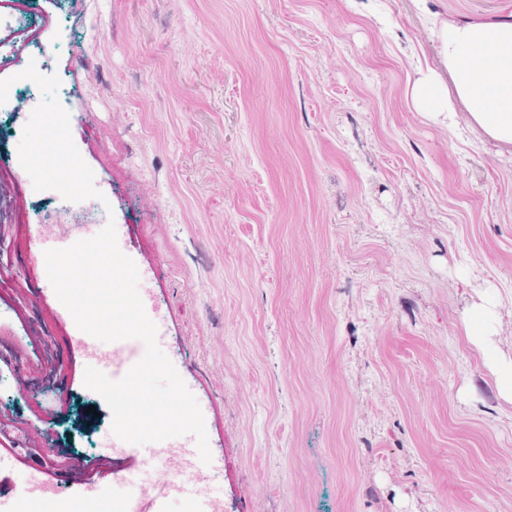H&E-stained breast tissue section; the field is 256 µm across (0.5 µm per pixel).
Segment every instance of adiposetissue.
Wrapping results in <instances>:
<instances>
[{"label":"adipose tissue","mask_w":512,"mask_h":512,"mask_svg":"<svg viewBox=\"0 0 512 512\" xmlns=\"http://www.w3.org/2000/svg\"><path fill=\"white\" fill-rule=\"evenodd\" d=\"M435 35L452 78L417 68L406 100L434 120L464 112L469 129L512 145V23H441Z\"/></svg>","instance_id":"1"}]
</instances>
